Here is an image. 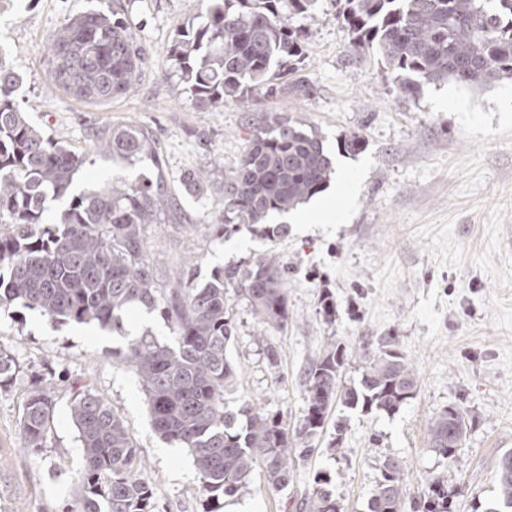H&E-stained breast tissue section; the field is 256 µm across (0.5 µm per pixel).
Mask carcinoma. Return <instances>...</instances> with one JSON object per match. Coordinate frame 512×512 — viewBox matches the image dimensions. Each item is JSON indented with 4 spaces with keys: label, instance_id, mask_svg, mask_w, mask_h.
<instances>
[{
    "label": "carcinoma",
    "instance_id": "1",
    "mask_svg": "<svg viewBox=\"0 0 512 512\" xmlns=\"http://www.w3.org/2000/svg\"><path fill=\"white\" fill-rule=\"evenodd\" d=\"M336 22L348 48L377 54L397 89L412 94L420 83L449 81L464 86L512 80V0H336ZM317 0H203L198 20L178 26L168 54L185 92L200 108L220 109L227 101L255 107L278 89L302 97L313 92L296 71L303 33L288 16L314 9ZM49 75L62 92L89 103L109 102L129 92L143 58L136 35L117 16L95 11L77 16L53 32L47 45ZM23 77L0 58V307L19 303L53 322H95L125 335L122 313L130 307L158 312L173 342L151 333L112 349L142 381L156 432L187 449L199 476V492L220 512L262 465L268 487L288 485L295 464L311 457L335 404L392 414L413 395V363L387 336L380 354L366 357L358 384H340L348 357L339 342L327 343L304 373L307 411L291 433L257 397L231 402L226 394L237 378L227 357L233 322L226 294L243 296L266 329L288 324L284 267L268 253L245 267L227 266L196 283L188 266L174 288L158 287V271L142 245L145 227L164 224L175 210L161 174L117 178L73 192L84 159L33 124L15 103ZM94 148L112 162L135 168L156 157V140L146 128L122 125ZM332 173L325 136L318 129L276 113L250 130L239 163L224 171V234L241 224L272 240L282 224L264 223L321 193ZM66 201L59 222L45 225L46 201ZM14 357L0 349V388L16 377ZM54 409L52 383L33 381L20 420L23 447L44 448ZM70 413L84 450V471L67 512H155L153 488L140 478L142 461L122 419L87 385L75 387ZM463 410L450 407L428 430L433 451L452 465L467 433ZM497 501L512 510V451L497 464ZM319 475L301 512H345ZM448 489L429 484L422 512H450ZM369 512H403L401 469L382 464Z\"/></svg>",
    "mask_w": 512,
    "mask_h": 512
}]
</instances>
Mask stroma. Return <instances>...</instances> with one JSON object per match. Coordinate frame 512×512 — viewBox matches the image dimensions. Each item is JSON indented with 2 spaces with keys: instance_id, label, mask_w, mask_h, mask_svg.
Returning a JSON list of instances; mask_svg holds the SVG:
<instances>
[{
  "instance_id": "obj_1",
  "label": "stroma",
  "mask_w": 512,
  "mask_h": 512,
  "mask_svg": "<svg viewBox=\"0 0 512 512\" xmlns=\"http://www.w3.org/2000/svg\"><path fill=\"white\" fill-rule=\"evenodd\" d=\"M200 0H0V46L23 77L14 94L21 111L84 164L76 189L123 176L122 165L93 151L113 127L152 130L165 186L177 208L167 223L145 230L143 247L163 276L178 281L189 263L197 280L229 265H245L267 251L288 272V325L263 329L248 302L228 293L235 323L229 356L238 369L235 396L262 398L266 412L296 429L306 414L303 374L328 341L347 348L345 385L357 383L365 352L396 337L414 364L416 393L392 415L338 407L341 452L331 433L298 461L285 490L272 491L255 468L236 496L258 512H300L316 475L328 477L346 512H368L386 458L402 468L406 505L421 501L442 481L452 512H489L496 502L497 462L512 450V80L483 88L425 85L400 92L374 53L347 49L334 0L293 16L308 38L298 75L315 86L312 96L269 93L257 109L234 102L202 109L184 93L166 47L179 23L198 15ZM117 11L143 50L132 89L106 104L77 100L47 77L46 44L70 19ZM283 113L317 127L326 137L335 172L318 198L332 219L296 211L297 223L268 241L250 227L225 235L222 182L237 164L251 127ZM359 134L360 153L337 142ZM207 173L206 183L188 177ZM335 309H319L322 292ZM125 336L108 338L92 326L58 324L18 305L0 308V346L20 371L0 389V512H64L83 470V450L70 414L75 382L89 383L123 419L153 486L158 512H207L187 449L156 434L144 390L127 364L112 357ZM280 354L270 368L267 345ZM54 381V411L40 454L21 453L19 421L26 392L37 377ZM462 409L470 427L455 465L432 451L428 427L448 407Z\"/></svg>"
}]
</instances>
